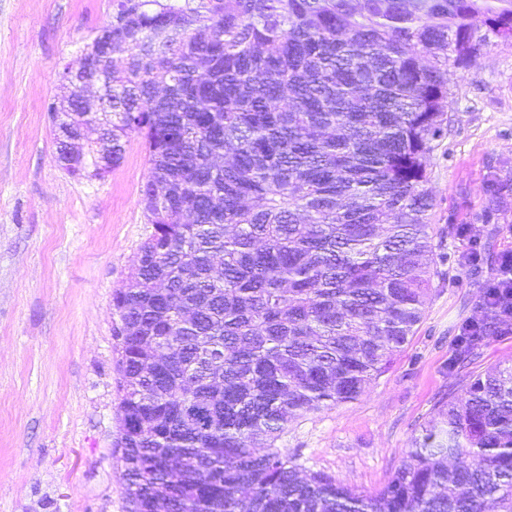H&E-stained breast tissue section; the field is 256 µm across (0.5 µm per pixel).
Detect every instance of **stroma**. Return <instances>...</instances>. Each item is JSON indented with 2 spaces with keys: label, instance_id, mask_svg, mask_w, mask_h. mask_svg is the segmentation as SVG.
<instances>
[{
  "label": "stroma",
  "instance_id": "35a3bbf8",
  "mask_svg": "<svg viewBox=\"0 0 512 512\" xmlns=\"http://www.w3.org/2000/svg\"><path fill=\"white\" fill-rule=\"evenodd\" d=\"M115 0H0V512H128L112 292L151 234L139 140L101 178L56 162L48 106L60 75L111 19ZM485 34L448 86L452 124L430 156L432 222L446 259L424 316L354 401L289 423L278 443L304 470L382 488L448 388L454 339L480 319L483 283L512 248V38ZM503 185L498 206L491 185ZM477 264H465L470 250Z\"/></svg>",
  "mask_w": 512,
  "mask_h": 512
}]
</instances>
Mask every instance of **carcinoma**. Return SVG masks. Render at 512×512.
Segmentation results:
<instances>
[{"label":"carcinoma","mask_w":512,"mask_h":512,"mask_svg":"<svg viewBox=\"0 0 512 512\" xmlns=\"http://www.w3.org/2000/svg\"><path fill=\"white\" fill-rule=\"evenodd\" d=\"M478 0H117L98 73L153 232L115 289L132 512H512V365L469 375L368 492L288 424L390 366L439 276L428 160ZM512 37V5L485 6ZM361 20H356V17ZM52 119L76 127L57 101ZM496 329L457 340L458 369Z\"/></svg>","instance_id":"obj_1"}]
</instances>
